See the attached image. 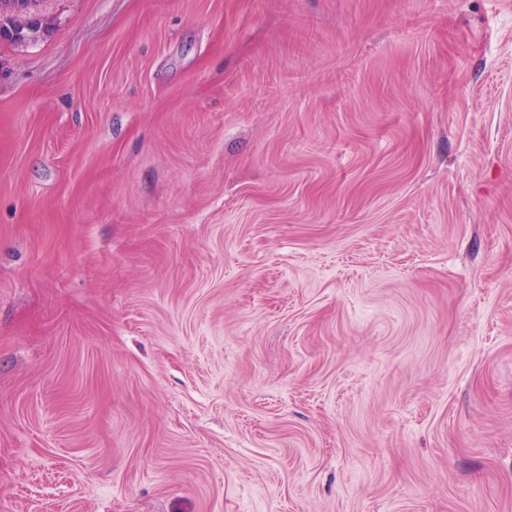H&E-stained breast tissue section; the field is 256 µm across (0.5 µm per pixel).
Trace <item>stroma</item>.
I'll list each match as a JSON object with an SVG mask.
<instances>
[{"mask_svg": "<svg viewBox=\"0 0 512 512\" xmlns=\"http://www.w3.org/2000/svg\"><path fill=\"white\" fill-rule=\"evenodd\" d=\"M36 14L0 512H512V0Z\"/></svg>", "mask_w": 512, "mask_h": 512, "instance_id": "35a3bbf8", "label": "stroma"}]
</instances>
